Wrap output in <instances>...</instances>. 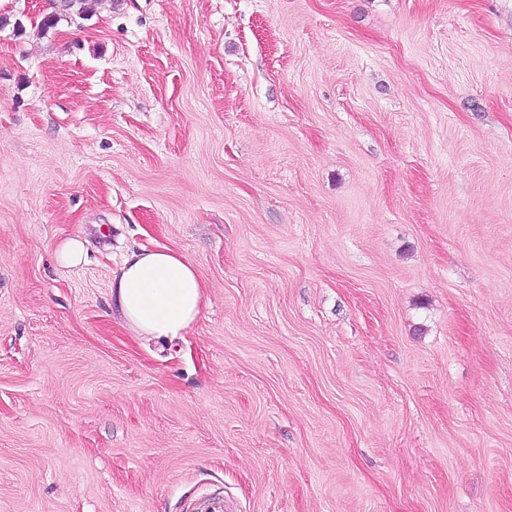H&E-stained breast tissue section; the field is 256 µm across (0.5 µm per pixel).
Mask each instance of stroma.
<instances>
[{
  "instance_id": "stroma-1",
  "label": "stroma",
  "mask_w": 512,
  "mask_h": 512,
  "mask_svg": "<svg viewBox=\"0 0 512 512\" xmlns=\"http://www.w3.org/2000/svg\"><path fill=\"white\" fill-rule=\"evenodd\" d=\"M56 4L0 0V512H512V0ZM62 8L59 13H53L43 18L41 26L43 29H50L56 26L61 17L69 18L70 21L87 19L90 7L89 0H61ZM84 244L78 239L69 238L61 242L55 252L56 262L62 266H74L80 263ZM195 266L170 247L143 248L112 280V300L136 336L176 340L208 301Z\"/></svg>"
}]
</instances>
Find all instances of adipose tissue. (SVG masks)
I'll list each match as a JSON object with an SVG mask.
<instances>
[{
    "label": "adipose tissue",
    "mask_w": 512,
    "mask_h": 512,
    "mask_svg": "<svg viewBox=\"0 0 512 512\" xmlns=\"http://www.w3.org/2000/svg\"><path fill=\"white\" fill-rule=\"evenodd\" d=\"M112 299L134 335L175 340L197 320L207 295L195 266L159 246L125 261L112 280Z\"/></svg>",
    "instance_id": "ef3b65f1"
}]
</instances>
